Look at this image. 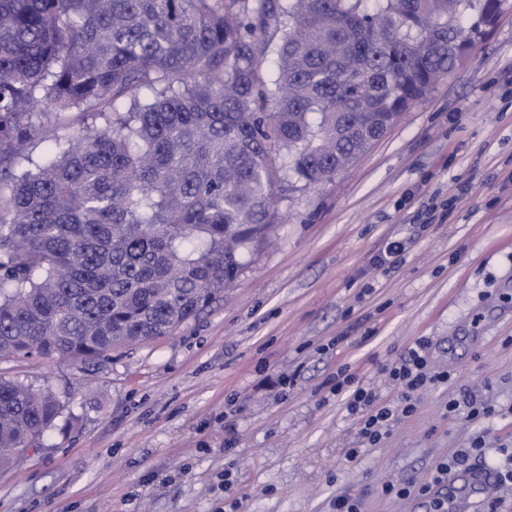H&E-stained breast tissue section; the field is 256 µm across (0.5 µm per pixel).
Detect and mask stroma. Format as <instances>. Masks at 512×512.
<instances>
[{"label": "stroma", "mask_w": 512, "mask_h": 512, "mask_svg": "<svg viewBox=\"0 0 512 512\" xmlns=\"http://www.w3.org/2000/svg\"><path fill=\"white\" fill-rule=\"evenodd\" d=\"M278 207L287 222L245 254L234 287L172 335L89 365L0 357V377L66 406L0 474V512H333L347 489L364 512H428L383 484L427 482L480 434L505 448L452 477L505 463L512 414L471 421L447 405H512V0L384 138L331 183L290 184ZM391 240L399 263L375 266ZM421 336L451 381L364 447L327 378L348 367L395 402L379 365Z\"/></svg>", "instance_id": "stroma-1"}]
</instances>
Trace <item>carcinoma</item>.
Returning a JSON list of instances; mask_svg holds the SVG:
<instances>
[{
	"label": "carcinoma",
	"instance_id": "obj_1",
	"mask_svg": "<svg viewBox=\"0 0 512 512\" xmlns=\"http://www.w3.org/2000/svg\"><path fill=\"white\" fill-rule=\"evenodd\" d=\"M367 2L0 0V355L89 364L173 333L278 190L333 180L448 77V41L485 35L463 0ZM63 409L0 379V471Z\"/></svg>",
	"mask_w": 512,
	"mask_h": 512
}]
</instances>
